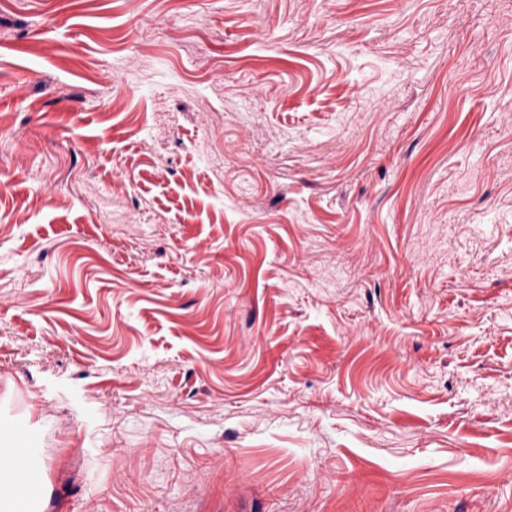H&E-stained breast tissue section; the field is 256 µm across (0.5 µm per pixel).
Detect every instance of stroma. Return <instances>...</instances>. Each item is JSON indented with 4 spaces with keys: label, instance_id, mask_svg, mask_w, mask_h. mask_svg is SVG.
<instances>
[{
    "label": "stroma",
    "instance_id": "obj_1",
    "mask_svg": "<svg viewBox=\"0 0 512 512\" xmlns=\"http://www.w3.org/2000/svg\"><path fill=\"white\" fill-rule=\"evenodd\" d=\"M4 422L26 512H512V0H0Z\"/></svg>",
    "mask_w": 512,
    "mask_h": 512
}]
</instances>
